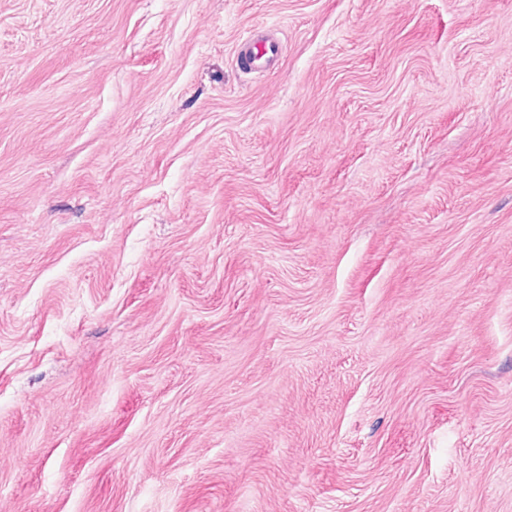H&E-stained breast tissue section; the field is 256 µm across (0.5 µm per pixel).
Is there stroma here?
Returning <instances> with one entry per match:
<instances>
[{"label":"stroma","instance_id":"obj_1","mask_svg":"<svg viewBox=\"0 0 512 512\" xmlns=\"http://www.w3.org/2000/svg\"><path fill=\"white\" fill-rule=\"evenodd\" d=\"M0 512H512V0H0ZM246 62L254 70H264L275 64L281 54L280 43L271 38H263L243 51Z\"/></svg>","mask_w":512,"mask_h":512}]
</instances>
